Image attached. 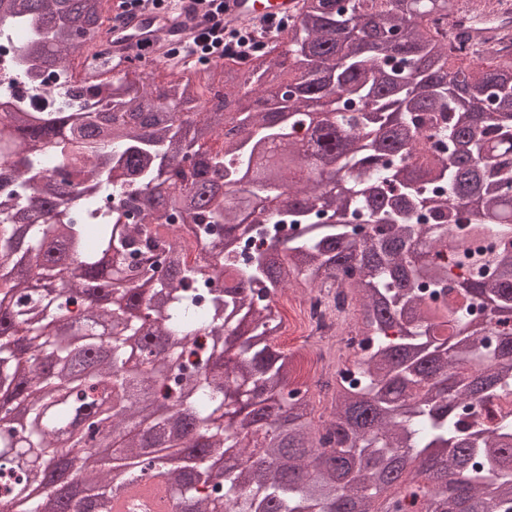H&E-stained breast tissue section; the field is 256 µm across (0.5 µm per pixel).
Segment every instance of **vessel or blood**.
Wrapping results in <instances>:
<instances>
[{"label":"vessel or blood","instance_id":"1","mask_svg":"<svg viewBox=\"0 0 512 512\" xmlns=\"http://www.w3.org/2000/svg\"><path fill=\"white\" fill-rule=\"evenodd\" d=\"M300 0H220L219 6L207 0H180L177 8L138 9L112 7L104 17L92 51H103L125 64L138 63L137 48L151 45L157 56L170 58L172 65L192 66L189 56L169 57L170 47H188L213 24L249 30L259 24L273 25L294 18ZM457 28L472 40L494 34L496 28L512 26V10L503 9L501 0H466L456 16Z\"/></svg>","mask_w":512,"mask_h":512}]
</instances>
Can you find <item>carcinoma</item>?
<instances>
[{"label": "carcinoma", "instance_id": "cac0c4a2", "mask_svg": "<svg viewBox=\"0 0 512 512\" xmlns=\"http://www.w3.org/2000/svg\"><path fill=\"white\" fill-rule=\"evenodd\" d=\"M456 2L303 0L246 67L7 102L0 512H512V411L481 413L512 402V42L463 48ZM9 14L33 81L103 23ZM453 266L487 314L448 343ZM291 287L350 297L354 378L314 389L276 347Z\"/></svg>", "mask_w": 512, "mask_h": 512}]
</instances>
